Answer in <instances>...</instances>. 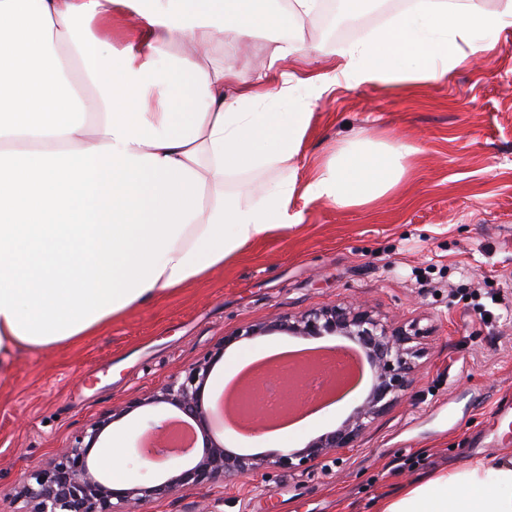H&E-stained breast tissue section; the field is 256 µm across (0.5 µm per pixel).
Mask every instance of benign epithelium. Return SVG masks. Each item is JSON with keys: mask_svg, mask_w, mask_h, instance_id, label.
Here are the masks:
<instances>
[{"mask_svg": "<svg viewBox=\"0 0 512 512\" xmlns=\"http://www.w3.org/2000/svg\"><path fill=\"white\" fill-rule=\"evenodd\" d=\"M306 338L346 336L358 343L374 367L371 390L363 403L333 431L312 439L301 449L260 456L238 455L207 430L208 410L202 391L213 364L224 349L242 339L272 333ZM416 335L403 326H391L375 316L365 304H337L314 308L295 316H279L267 323L238 330L226 337L215 350L184 375L133 401L119 412H110L75 436L73 444L60 450L46 468L33 470L20 489V497L30 506L28 512H133L136 506L165 497L189 484H201L217 475L227 479L246 471L298 469L330 456L344 455L356 447L359 437L388 411L413 383L412 346ZM167 404L190 418L201 430L198 458L189 468L175 471L157 485L115 488L111 477L98 469L90 453L113 422L132 411Z\"/></svg>", "mask_w": 512, "mask_h": 512, "instance_id": "7a95c632", "label": "benign epithelium"}]
</instances>
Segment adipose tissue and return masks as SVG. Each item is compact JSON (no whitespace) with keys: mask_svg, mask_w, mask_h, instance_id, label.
Returning a JSON list of instances; mask_svg holds the SVG:
<instances>
[{"mask_svg":"<svg viewBox=\"0 0 512 512\" xmlns=\"http://www.w3.org/2000/svg\"><path fill=\"white\" fill-rule=\"evenodd\" d=\"M269 3L0 0V373L19 351L91 335L299 224L296 199L361 206L399 183L414 147L361 139L304 189L239 185L298 155L309 99L333 83L252 75L216 57L294 28L322 0ZM120 7L147 33L118 48L98 31ZM497 22L455 0H419L335 54L357 85L436 79L457 65L460 39ZM376 512H512V454L428 472Z\"/></svg>","mask_w":512,"mask_h":512,"instance_id":"ef3b65f1","label":"adipose tissue"}]
</instances>
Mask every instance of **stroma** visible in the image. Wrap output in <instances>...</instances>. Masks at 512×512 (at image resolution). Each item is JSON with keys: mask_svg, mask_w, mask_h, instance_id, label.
Listing matches in <instances>:
<instances>
[{"mask_svg": "<svg viewBox=\"0 0 512 512\" xmlns=\"http://www.w3.org/2000/svg\"><path fill=\"white\" fill-rule=\"evenodd\" d=\"M500 17L479 32L486 50L437 80L399 86L338 79L312 99L299 155L273 176L305 186L318 164L366 138L416 147L400 183L369 205L297 199L302 222L260 237L205 278L137 305L96 335L16 354L0 374V512L31 470L50 464L83 428L130 405L202 360L235 330L278 315L362 302L388 323L416 329L414 383L342 459L297 470L215 477L153 500L141 512H375L376 503L426 471L512 452V0H458ZM400 0H370L361 22L336 12L300 19L291 39L307 49L287 71L334 73L337 46L366 38L400 14ZM306 339L273 333L227 347L204 393L215 407L218 371L248 352ZM324 408L317 424L286 439L220 429L247 456L300 449L334 430L368 395ZM173 407H143L112 423L122 434L124 486L153 485L176 468L144 462L142 436L163 430Z\"/></svg>", "mask_w": 512, "mask_h": 512, "instance_id": "1", "label": "stroma"}]
</instances>
